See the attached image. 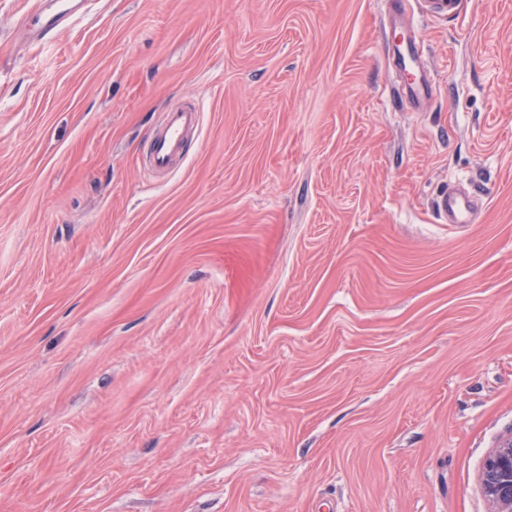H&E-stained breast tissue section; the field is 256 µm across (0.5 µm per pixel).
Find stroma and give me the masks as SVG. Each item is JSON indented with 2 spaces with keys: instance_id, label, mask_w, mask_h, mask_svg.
I'll use <instances>...</instances> for the list:
<instances>
[{
  "instance_id": "obj_1",
  "label": "stroma",
  "mask_w": 512,
  "mask_h": 512,
  "mask_svg": "<svg viewBox=\"0 0 512 512\" xmlns=\"http://www.w3.org/2000/svg\"><path fill=\"white\" fill-rule=\"evenodd\" d=\"M0 0V512H491L512 0ZM415 31L436 93L395 94ZM195 100L183 160L160 113ZM476 191L475 223L435 200ZM33 14L22 15L16 20V27L19 30L33 28L39 36L47 35L60 27L70 19L72 7L69 4L61 3L69 0H38ZM55 1V2H53ZM38 25V29L34 26ZM199 109L182 102L162 113L145 156L147 167L157 175L168 174L183 158L188 138L198 129Z\"/></svg>"
}]
</instances>
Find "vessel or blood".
<instances>
[{"label": "vessel or blood", "mask_w": 512, "mask_h": 512, "mask_svg": "<svg viewBox=\"0 0 512 512\" xmlns=\"http://www.w3.org/2000/svg\"><path fill=\"white\" fill-rule=\"evenodd\" d=\"M71 8L64 0H40L34 13L20 16V30L36 28L38 35L49 34L62 27L70 18ZM394 71L401 75L400 92L412 104H420L432 94L433 82L422 64V51L417 39L407 38L392 54ZM199 126V109L195 103L182 102L162 114L145 156L147 167L158 175L168 174L183 158L189 137ZM440 216L451 224L474 221L475 202L470 192L452 188L436 203Z\"/></svg>", "instance_id": "obj_1"}]
</instances>
